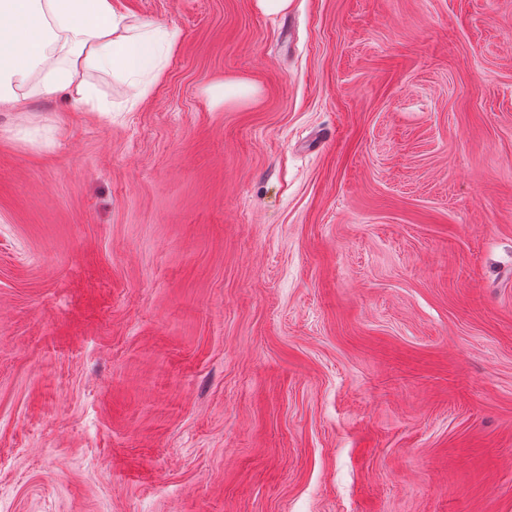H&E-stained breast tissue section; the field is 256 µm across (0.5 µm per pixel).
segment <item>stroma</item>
Returning a JSON list of instances; mask_svg holds the SVG:
<instances>
[{"mask_svg": "<svg viewBox=\"0 0 512 512\" xmlns=\"http://www.w3.org/2000/svg\"><path fill=\"white\" fill-rule=\"evenodd\" d=\"M112 2L148 96L0 111V512H512V0Z\"/></svg>", "mask_w": 512, "mask_h": 512, "instance_id": "obj_1", "label": "stroma"}]
</instances>
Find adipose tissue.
I'll return each mask as SVG.
<instances>
[{"label":"adipose tissue","instance_id":"ef3b65f1","mask_svg":"<svg viewBox=\"0 0 512 512\" xmlns=\"http://www.w3.org/2000/svg\"><path fill=\"white\" fill-rule=\"evenodd\" d=\"M179 29L140 24L112 0H0V110L25 111L33 96H63L103 111L79 73L111 75L145 97L163 74Z\"/></svg>","mask_w":512,"mask_h":512}]
</instances>
